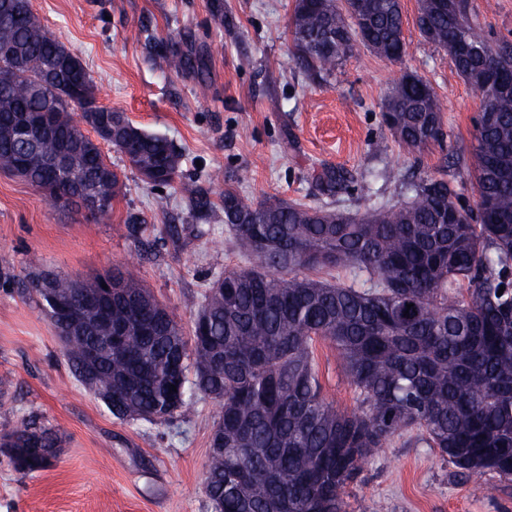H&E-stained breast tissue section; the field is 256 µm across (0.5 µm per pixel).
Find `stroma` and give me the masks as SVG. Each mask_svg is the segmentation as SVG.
I'll use <instances>...</instances> for the list:
<instances>
[{
    "label": "stroma",
    "instance_id": "obj_1",
    "mask_svg": "<svg viewBox=\"0 0 512 512\" xmlns=\"http://www.w3.org/2000/svg\"><path fill=\"white\" fill-rule=\"evenodd\" d=\"M293 0H31L41 23L83 61L101 104L165 136L182 156L186 187L207 189L209 211L184 194L143 182L113 149L126 190L109 218L61 211L25 180L0 170V434L21 421L53 428L63 443L54 465L23 473L0 450V512H212L203 489L217 409L198 400L167 422L115 418L76 379L41 303L25 287L39 274L94 279L133 269L190 328L187 299L224 271L247 266L224 223L212 170L254 202L278 198L363 212L372 201H405L407 187L442 169L460 201L475 205L469 176L479 100L447 50L415 24L418 0H401L408 54L392 62L369 51L311 81L289 32ZM491 43H512V0H471ZM203 57L204 75L173 72L171 44ZM429 81L442 105L444 140L417 152L382 118L404 74ZM207 93H200V83ZM336 167L353 178L336 197L315 176ZM145 217L129 232L128 214ZM320 381L337 409L356 408L335 349L314 344ZM347 512H512V482L457 472L438 449L410 437L375 450L344 493Z\"/></svg>",
    "mask_w": 512,
    "mask_h": 512
}]
</instances>
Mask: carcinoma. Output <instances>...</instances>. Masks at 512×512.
<instances>
[{
    "label": "carcinoma",
    "instance_id": "cac0c4a2",
    "mask_svg": "<svg viewBox=\"0 0 512 512\" xmlns=\"http://www.w3.org/2000/svg\"><path fill=\"white\" fill-rule=\"evenodd\" d=\"M416 26L437 46L465 44L451 56L475 88L480 112L474 132L477 215L448 187L446 173L410 186V198L362 214L286 200L254 203L224 187V223L238 251L252 260L208 283L194 309L190 336L166 306L127 268L112 270V324L125 327L120 351L100 374L136 377L132 398L142 417L165 422L198 399L218 408L224 454H209L205 494L215 512H345V488L377 448L415 430L419 440L463 473L512 478V95L484 80L512 83V45L483 35L470 0H420ZM300 65L313 78L366 49L388 60L407 53L401 0H295L290 21ZM0 166L30 144L11 130L25 112H44L48 132L39 153L61 141L77 168L54 180V203H77L78 186L105 171L99 193L112 201L125 188L103 151L74 121L78 90L94 91L85 67L60 58L66 46L34 15L30 0H0ZM173 71L192 66L170 50ZM41 83L42 91H35ZM112 115V142L141 179L178 190L181 156L165 137ZM383 118L400 142L421 150L443 140L442 109L429 81L406 74L385 98ZM342 170L325 167L317 191L334 197L347 187ZM336 270L346 281L309 276ZM71 276L54 287L80 306L84 289ZM466 296H457L460 287ZM503 294H498L499 289ZM409 314H404V311ZM109 325L91 322L64 355L80 382L88 340ZM322 339L338 352L358 406L341 412L326 397L312 356ZM177 362L174 372L168 364ZM177 391H169L170 386ZM11 448H58V433L23 422Z\"/></svg>",
    "mask_w": 512,
    "mask_h": 512
}]
</instances>
